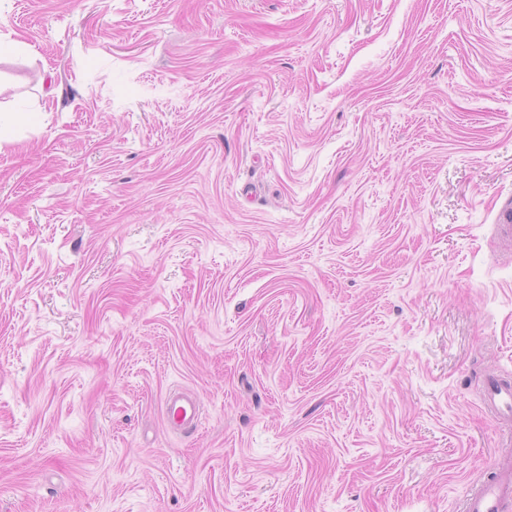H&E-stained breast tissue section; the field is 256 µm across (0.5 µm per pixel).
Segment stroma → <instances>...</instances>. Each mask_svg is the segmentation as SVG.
Segmentation results:
<instances>
[{
	"label": "stroma",
	"mask_w": 512,
	"mask_h": 512,
	"mask_svg": "<svg viewBox=\"0 0 512 512\" xmlns=\"http://www.w3.org/2000/svg\"><path fill=\"white\" fill-rule=\"evenodd\" d=\"M0 36V512H456L512 456V0H9ZM484 404L503 424L510 428L512 422V382L499 376H489L484 387ZM509 428L504 435L510 440L511 432ZM164 411L171 428L177 432L193 430L200 416V404L181 392H174L165 400Z\"/></svg>",
	"instance_id": "35a3bbf8"
}]
</instances>
